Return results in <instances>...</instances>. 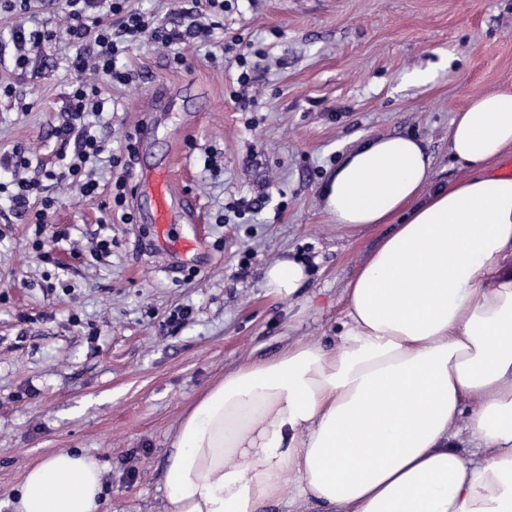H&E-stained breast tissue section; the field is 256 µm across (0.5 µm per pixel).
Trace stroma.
<instances>
[{
	"label": "stroma",
	"mask_w": 512,
	"mask_h": 512,
	"mask_svg": "<svg viewBox=\"0 0 512 512\" xmlns=\"http://www.w3.org/2000/svg\"><path fill=\"white\" fill-rule=\"evenodd\" d=\"M155 25L220 21L263 50L249 88L218 44L172 49L144 39L121 62L126 86L97 133L131 169L102 171L97 197L50 189L48 231L70 239L50 259L32 249L35 225L0 198V512L26 468L57 449L105 467L103 512H161L170 436L210 386L251 357L306 337L329 345L347 284L391 227L336 226L320 190L363 139L407 134L433 158L434 180L466 172L448 151L456 112L477 94L512 86V0H128ZM27 71L0 60V156L39 164L62 148L53 134L75 75L64 38L27 47ZM12 93H4V86ZM148 133H140L143 122ZM169 169L175 192L203 217L197 251L152 246L151 205L136 187ZM126 176L125 202L112 180ZM111 256L94 257L102 235ZM311 261L290 297L265 286L276 259ZM188 320L169 324L181 310Z\"/></svg>",
	"instance_id": "35a3bbf8"
}]
</instances>
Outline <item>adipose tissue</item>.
<instances>
[{
	"instance_id": "ef3b65f1",
	"label": "adipose tissue",
	"mask_w": 512,
	"mask_h": 512,
	"mask_svg": "<svg viewBox=\"0 0 512 512\" xmlns=\"http://www.w3.org/2000/svg\"><path fill=\"white\" fill-rule=\"evenodd\" d=\"M469 176L432 186L412 135L369 137L322 189L337 225L394 230L346 288L337 342L297 338L225 372L185 414L163 512H512V88L472 99L448 130ZM309 266L279 259L293 295ZM466 431L482 448L467 459ZM103 467L61 449L29 466L14 512H101Z\"/></svg>"
}]
</instances>
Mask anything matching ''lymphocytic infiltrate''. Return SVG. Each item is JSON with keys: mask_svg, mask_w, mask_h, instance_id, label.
<instances>
[{"mask_svg": "<svg viewBox=\"0 0 512 512\" xmlns=\"http://www.w3.org/2000/svg\"><path fill=\"white\" fill-rule=\"evenodd\" d=\"M127 0H66L68 7L64 33L74 49L68 67L76 76L67 97L65 120L55 130L62 141L74 144L72 153H59L46 180L78 184L82 196L97 195L99 183L93 164L107 162L120 166L119 156L109 154L102 138L91 131L92 118L101 116L105 101L100 97L101 84L126 85L134 75L120 66L119 59L142 39L151 38L167 47L211 42L218 23H194L186 28L154 27L145 15L126 6ZM30 165L28 157L13 152L0 157V168L12 171L13 189L7 199L17 218L44 225L48 210L56 203L47 196L43 182L23 178L22 170Z\"/></svg>", "mask_w": 512, "mask_h": 512, "instance_id": "lymphocytic-infiltrate-1", "label": "lymphocytic infiltrate"}]
</instances>
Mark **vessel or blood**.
<instances>
[{
	"instance_id": "b4317fda",
	"label": "vessel or blood",
	"mask_w": 512,
	"mask_h": 512,
	"mask_svg": "<svg viewBox=\"0 0 512 512\" xmlns=\"http://www.w3.org/2000/svg\"><path fill=\"white\" fill-rule=\"evenodd\" d=\"M145 181L156 226L157 249L172 255L190 252L198 244L199 239L197 235H182L175 231L176 215L170 204L173 186L169 174L161 170L147 175Z\"/></svg>"
}]
</instances>
